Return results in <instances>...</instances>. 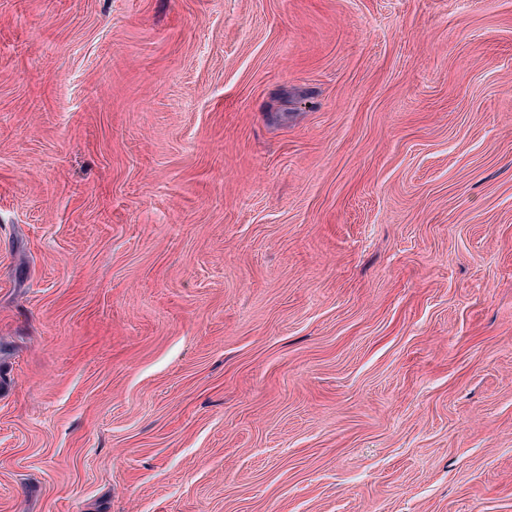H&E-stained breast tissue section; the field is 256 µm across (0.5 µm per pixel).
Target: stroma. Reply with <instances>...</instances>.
Wrapping results in <instances>:
<instances>
[{
    "mask_svg": "<svg viewBox=\"0 0 512 512\" xmlns=\"http://www.w3.org/2000/svg\"><path fill=\"white\" fill-rule=\"evenodd\" d=\"M0 512H512V0H0Z\"/></svg>",
    "mask_w": 512,
    "mask_h": 512,
    "instance_id": "stroma-1",
    "label": "stroma"
}]
</instances>
